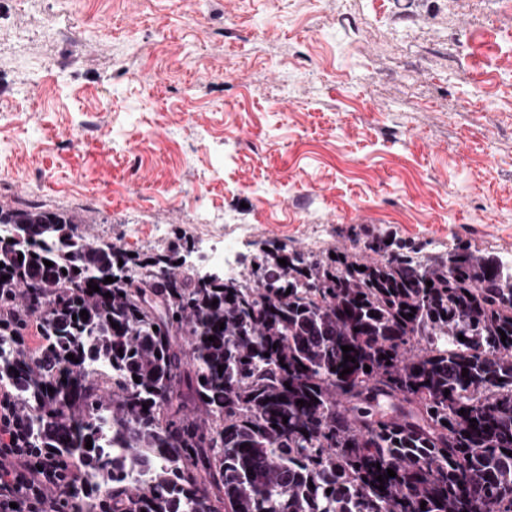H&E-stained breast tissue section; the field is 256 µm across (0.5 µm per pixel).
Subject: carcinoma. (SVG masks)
Returning a JSON list of instances; mask_svg holds the SVG:
<instances>
[{
	"label": "carcinoma",
	"mask_w": 512,
	"mask_h": 512,
	"mask_svg": "<svg viewBox=\"0 0 512 512\" xmlns=\"http://www.w3.org/2000/svg\"><path fill=\"white\" fill-rule=\"evenodd\" d=\"M76 223L0 205V381L23 391L7 395L28 447L97 475L80 489L94 512H512L503 258L374 237L307 260L270 242L226 278Z\"/></svg>",
	"instance_id": "cac0c4a2"
}]
</instances>
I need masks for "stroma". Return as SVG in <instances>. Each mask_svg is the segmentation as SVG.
<instances>
[{"label": "stroma", "mask_w": 512, "mask_h": 512, "mask_svg": "<svg viewBox=\"0 0 512 512\" xmlns=\"http://www.w3.org/2000/svg\"><path fill=\"white\" fill-rule=\"evenodd\" d=\"M0 204L128 250L512 254V5L0 0Z\"/></svg>", "instance_id": "1"}]
</instances>
